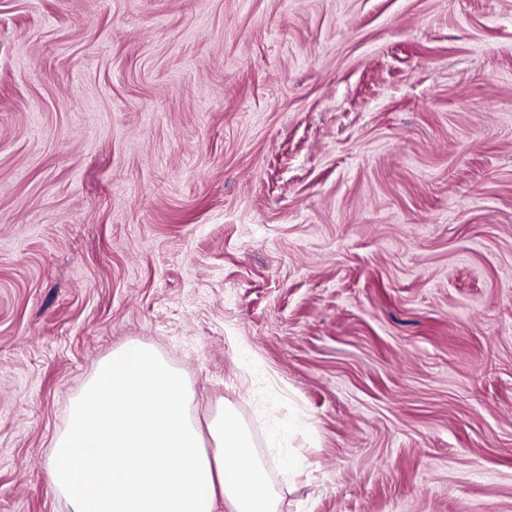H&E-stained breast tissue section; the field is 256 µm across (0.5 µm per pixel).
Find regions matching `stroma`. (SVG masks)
<instances>
[{
  "instance_id": "35a3bbf8",
  "label": "stroma",
  "mask_w": 512,
  "mask_h": 512,
  "mask_svg": "<svg viewBox=\"0 0 512 512\" xmlns=\"http://www.w3.org/2000/svg\"><path fill=\"white\" fill-rule=\"evenodd\" d=\"M132 340L283 512H512V0H0V512Z\"/></svg>"
}]
</instances>
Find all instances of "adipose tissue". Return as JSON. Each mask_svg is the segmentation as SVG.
I'll return each mask as SVG.
<instances>
[{"mask_svg":"<svg viewBox=\"0 0 512 512\" xmlns=\"http://www.w3.org/2000/svg\"><path fill=\"white\" fill-rule=\"evenodd\" d=\"M182 374L147 344L115 349L74 399L54 444V490L71 512H281V493L233 408L206 425Z\"/></svg>","mask_w":512,"mask_h":512,"instance_id":"obj_1","label":"adipose tissue"}]
</instances>
